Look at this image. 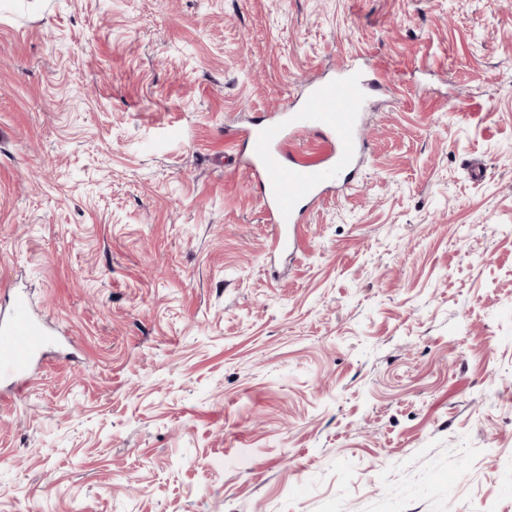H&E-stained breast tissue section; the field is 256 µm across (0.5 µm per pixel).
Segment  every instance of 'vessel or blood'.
<instances>
[{"mask_svg": "<svg viewBox=\"0 0 512 512\" xmlns=\"http://www.w3.org/2000/svg\"><path fill=\"white\" fill-rule=\"evenodd\" d=\"M370 85L359 70L346 69L309 85L301 104L264 116L251 127L226 131V138L243 141L248 150L247 167L261 190L265 221L273 227L272 250L298 248L305 205L351 182L368 147L361 132ZM301 134L320 139L319 156L289 158L286 146ZM49 339L50 331L35 315L29 295L13 290L0 312V379L26 377Z\"/></svg>", "mask_w": 512, "mask_h": 512, "instance_id": "1", "label": "vessel or blood"}]
</instances>
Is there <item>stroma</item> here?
Segmentation results:
<instances>
[{"label": "stroma", "instance_id": "obj_1", "mask_svg": "<svg viewBox=\"0 0 512 512\" xmlns=\"http://www.w3.org/2000/svg\"><path fill=\"white\" fill-rule=\"evenodd\" d=\"M356 57L370 150L273 252L224 131ZM14 287L61 344L0 512H512V0H0Z\"/></svg>", "mask_w": 512, "mask_h": 512}]
</instances>
